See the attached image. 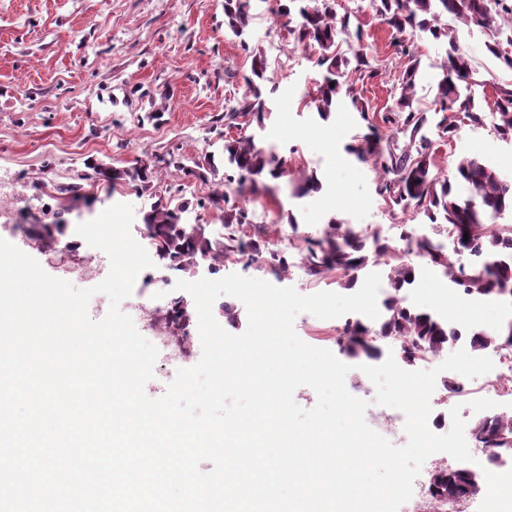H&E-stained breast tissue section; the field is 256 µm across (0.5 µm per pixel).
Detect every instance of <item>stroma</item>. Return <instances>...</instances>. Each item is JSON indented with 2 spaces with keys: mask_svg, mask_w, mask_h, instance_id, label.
I'll return each instance as SVG.
<instances>
[{
  "mask_svg": "<svg viewBox=\"0 0 512 512\" xmlns=\"http://www.w3.org/2000/svg\"><path fill=\"white\" fill-rule=\"evenodd\" d=\"M338 14L360 27L381 77L358 80L354 92L370 108L385 112L397 98L403 59L390 45L388 27L369 0H336ZM248 34L266 52L268 73L278 88L269 102L264 131L250 117L230 125L226 113L246 91L251 56L224 28V0H0V180L20 193L15 221L84 223L112 204L134 208L131 232L140 236L141 218L158 199L188 205L187 223L201 224L207 235L222 237L224 213L211 206V183L177 174L156 163L149 191L137 183L100 182L72 199L64 188L86 161L126 170L148 156L181 155L186 165L205 156L222 157L225 140L259 133L261 144L288 150V175L267 181L246 199L243 239L287 252L292 266L278 274L274 262L227 259L221 275L236 273L304 295L339 292L336 274L308 275L294 244L323 235L330 218L390 235L391 225L424 223L423 215L386 205L375 191L369 164L346 152L363 133L349 110L320 119L304 106L303 92L315 90L321 71L313 51L294 47L287 28L270 18L263 0ZM485 32L459 27L458 43L474 61L483 110L494 107L499 88L512 85V70L485 48ZM436 161L451 164L462 153L476 154L512 170V141L490 126L462 122L453 140H437ZM316 174L319 193L298 198L292 187L301 176ZM51 183L53 193L41 192ZM296 226H289V218Z\"/></svg>",
  "mask_w": 512,
  "mask_h": 512,
  "instance_id": "1",
  "label": "stroma"
}]
</instances>
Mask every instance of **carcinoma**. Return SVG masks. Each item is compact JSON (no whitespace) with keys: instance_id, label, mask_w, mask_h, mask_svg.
<instances>
[{"instance_id":"obj_1","label":"carcinoma","mask_w":512,"mask_h":512,"mask_svg":"<svg viewBox=\"0 0 512 512\" xmlns=\"http://www.w3.org/2000/svg\"><path fill=\"white\" fill-rule=\"evenodd\" d=\"M377 16L392 30L391 45L395 54L406 60L399 77V96L390 113L381 116L385 124L400 123L396 133L408 138L401 149L381 145L380 128L370 115L366 102L353 91L352 78L359 74L380 76L371 67L367 46L360 29L351 28L350 16L336 12V0H281L277 20L294 36L295 46L313 49L316 66L323 70L316 93L307 105L314 106L320 119L341 109L359 114L369 133L356 144L346 146L348 153L371 165L378 174L376 191L401 207L402 212L422 213L430 223L444 226L454 241L448 251L428 240L416 241L415 248L428 262L441 271L448 285L469 298L496 301L507 293L512 297V227L503 223L512 217V172L507 173L490 159L475 154H460L451 171L436 162L433 140L425 126L427 112L442 114L436 123L439 138L453 139L459 122L486 124L487 115L476 106L474 69L470 57L459 48L452 20L469 26L476 19L490 18L485 32L490 37L486 47L502 65L512 70V0H370ZM253 14L244 0H224V26L240 38L248 34ZM419 32L444 44L440 60L430 64L433 70L435 97L432 109L421 107L416 99V85L421 75V63L407 31ZM251 74L245 77L247 92L238 105L229 110L228 118L252 115L262 129L269 114L267 98L277 90L262 86L269 81L268 62L262 49L251 51ZM492 128L496 136L512 140V87L501 88L497 94ZM160 162L174 167L184 175L206 180L170 153ZM224 181L212 189V204H226L224 227L230 230L227 241L213 240L203 232L185 228L183 213L187 206L154 202L144 214L143 223L152 239V247L161 260H168L174 269L189 272L196 260L206 258L214 271L224 266L230 253L238 252L252 261L262 257L259 243L245 242L236 236L234 227L245 223V209L230 204V199H246L257 189L258 180L281 178L287 169V159L275 149L259 145L255 135H241L225 141L223 150ZM152 163L143 161L133 171L112 173L115 179L125 175L148 188ZM316 175H306L294 188L298 196L320 192ZM479 249L486 261L466 267L461 256ZM303 260L310 275L320 277L333 270L341 272L339 285L351 288L358 273L369 259H385L389 266L390 291L384 300L386 318L374 329L361 322L347 326L343 344L353 358L375 360L380 349L369 340L372 335L392 337L401 341L407 355L415 352L443 354L448 345L459 338L457 329L445 319L427 310L412 308L404 303L401 292L416 280L415 267L395 257V247L382 239L380 232L367 233L357 224H347L336 218L328 221L323 236L308 239L302 248ZM471 347L483 351L490 347L512 346V320L497 329L483 330L470 337ZM475 434L484 448H506L512 440V415L483 419ZM487 476L469 472L444 470L435 476L433 488L440 494L470 497L480 491Z\"/></svg>"}]
</instances>
